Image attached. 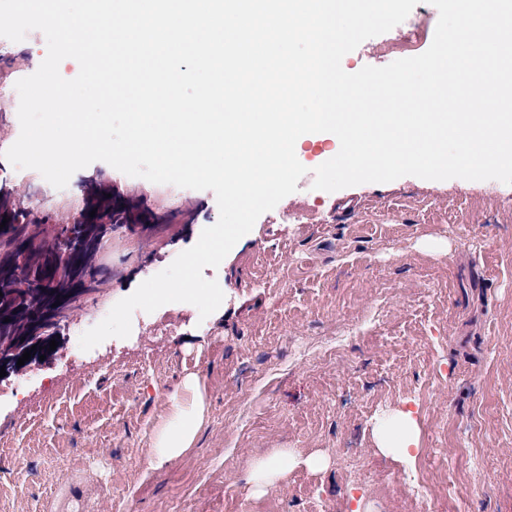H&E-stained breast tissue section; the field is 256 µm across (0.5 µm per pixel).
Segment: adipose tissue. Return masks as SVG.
Listing matches in <instances>:
<instances>
[{
    "label": "adipose tissue",
    "instance_id": "ef3b65f1",
    "mask_svg": "<svg viewBox=\"0 0 512 512\" xmlns=\"http://www.w3.org/2000/svg\"><path fill=\"white\" fill-rule=\"evenodd\" d=\"M207 403L205 385L199 374H186L179 393L170 398L167 417L155 428L150 439L148 463L156 468L169 463L192 448L205 423ZM418 444V430L411 411L399 412L395 420L379 430V450L397 460L409 458ZM314 472L326 469L324 455H302L292 448H277L255 458L247 472L250 492L262 496L279 488L297 467Z\"/></svg>",
    "mask_w": 512,
    "mask_h": 512
}]
</instances>
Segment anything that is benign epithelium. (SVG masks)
<instances>
[{"mask_svg": "<svg viewBox=\"0 0 512 512\" xmlns=\"http://www.w3.org/2000/svg\"><path fill=\"white\" fill-rule=\"evenodd\" d=\"M110 197H105V194ZM11 188L7 180L0 181V222H12L18 210L7 203ZM91 207L96 209L91 219V228L75 235L73 225L61 228L50 243L56 262L69 272L72 289L59 292L55 289L53 278L42 282L43 292L36 305L26 299L25 293L17 288H8L0 294V332L7 333L9 327L23 323L27 327L24 337H15L12 341L0 345V367H5L11 374L19 369L17 361L24 352L34 345H41L52 330L59 315L73 307L89 286L88 278L84 277V251L112 237V233L121 224H131L135 219L134 204L122 196L106 190L92 198Z\"/></svg>", "mask_w": 512, "mask_h": 512, "instance_id": "7a95c632", "label": "benign epithelium"}]
</instances>
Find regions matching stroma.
Returning <instances> with one entry per match:
<instances>
[{
    "mask_svg": "<svg viewBox=\"0 0 512 512\" xmlns=\"http://www.w3.org/2000/svg\"><path fill=\"white\" fill-rule=\"evenodd\" d=\"M438 17L419 0L408 21L346 54L343 69L398 60L376 48L415 20L428 49ZM46 52L37 30L0 40V86L33 74ZM16 109L0 98V178L10 203L39 207L43 238L102 184L165 217L113 233L99 302L129 296L217 222L212 191L102 161L76 171L64 192L32 187L3 156L18 135ZM333 147L304 143L296 192L258 218L234 256L204 268L224 284L213 314L163 306L155 321L182 318L179 334L145 324L70 358L62 335L27 367L30 403H0V512H421L406 480L431 448L447 457L427 475L436 512H455L450 480L466 492L465 512H512V185L404 176L314 189L312 170ZM287 212L306 223H282ZM340 325L354 330L341 359L322 357ZM190 372L207 389L205 425L179 459L150 467V435ZM402 410L412 411L419 443L416 457L396 461L378 451L375 432ZM274 448L325 454L328 467L296 468L254 497L245 475Z\"/></svg>",
    "mask_w": 512,
    "mask_h": 512,
    "instance_id": "1",
    "label": "stroma"
}]
</instances>
